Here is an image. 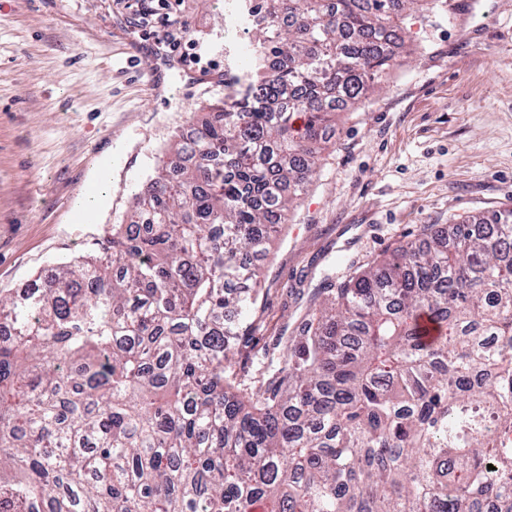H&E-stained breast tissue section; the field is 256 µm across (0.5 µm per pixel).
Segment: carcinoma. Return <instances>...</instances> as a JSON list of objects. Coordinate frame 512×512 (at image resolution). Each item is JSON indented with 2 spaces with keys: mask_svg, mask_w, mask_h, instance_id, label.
<instances>
[{
  "mask_svg": "<svg viewBox=\"0 0 512 512\" xmlns=\"http://www.w3.org/2000/svg\"><path fill=\"white\" fill-rule=\"evenodd\" d=\"M249 2L245 91L97 253L0 295V512H512V209L329 280L236 368L252 259L430 0Z\"/></svg>",
  "mask_w": 512,
  "mask_h": 512,
  "instance_id": "carcinoma-1",
  "label": "carcinoma"
}]
</instances>
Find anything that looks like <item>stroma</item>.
<instances>
[{"mask_svg":"<svg viewBox=\"0 0 512 512\" xmlns=\"http://www.w3.org/2000/svg\"><path fill=\"white\" fill-rule=\"evenodd\" d=\"M131 0H0V293L98 251L127 221L177 130L245 78L253 30L238 0H174L173 19L213 70L195 85L155 71L167 29ZM408 35L366 99L340 112L307 195L263 262L248 342L294 335L325 276L382 259L465 219L512 208V0H447L402 15ZM154 76L156 90L145 79ZM127 161L97 224L67 198L101 152Z\"/></svg>","mask_w":512,"mask_h":512,"instance_id":"obj_1","label":"stroma"}]
</instances>
